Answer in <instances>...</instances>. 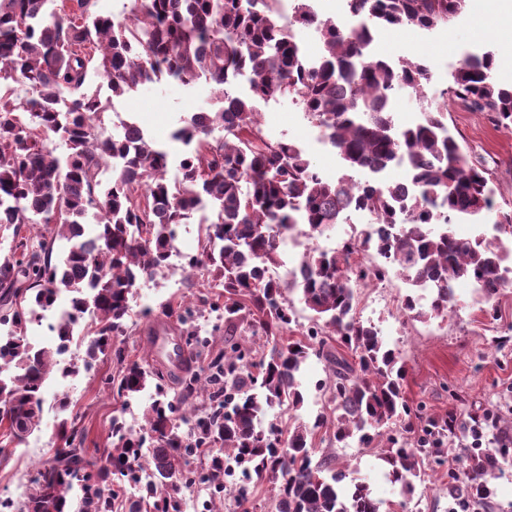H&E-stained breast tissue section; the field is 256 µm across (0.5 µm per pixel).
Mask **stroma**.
<instances>
[{"label":"stroma","instance_id":"35a3bbf8","mask_svg":"<svg viewBox=\"0 0 512 512\" xmlns=\"http://www.w3.org/2000/svg\"><path fill=\"white\" fill-rule=\"evenodd\" d=\"M492 51L495 76L499 83L512 86V9L501 0H466L462 16L444 30L423 31L407 27L380 29L370 47L372 55L399 61L419 59L427 64L433 79L427 96L446 89L451 74L469 53ZM119 111L132 117L148 141L165 147L172 158H179L181 144L173 142L171 131L181 118L209 109L211 89L205 82L192 86L165 79L146 85L116 100ZM265 120L267 135L289 139L302 147L329 181L343 173L340 157L333 148L316 142L314 127L290 99L257 102ZM448 130L467 151L471 161L483 162L496 203L512 209V125L494 123L486 113L476 112L459 100L448 102ZM208 274L192 275L184 270L168 269L153 279L140 280L131 302L132 315L124 337L129 359L156 363L157 357L147 340L156 321H164L170 336H177L175 319L164 318L162 310L181 300L198 301L208 290ZM408 288L399 276H392L387 287L359 291L357 312L363 321L377 326L385 341L398 347L407 369L405 396L410 406H424L428 415L445 419L456 407L457 399L469 405L468 413L481 416L485 409L499 411L512 419V287L499 297L498 316L485 317L473 302L472 281L454 284L457 305L447 318L421 322L400 312ZM508 337L501 349L490 348L491 338ZM116 372L112 357H101L94 372L64 377L52 374L44 395L43 421L30 433L38 449L15 444L0 453V498H17L19 486L29 485L37 467L53 454L57 423L76 420L87 432L89 454L103 457L111 447L109 435L115 402L109 384ZM67 394L71 405L59 411L54 398ZM372 448H337L319 445L313 461H328L334 467H347L348 483L367 482L378 497L399 501L397 489L386 482L377 467ZM447 466L436 467L437 478L416 488L407 512H453L443 479Z\"/></svg>","mask_w":512,"mask_h":512}]
</instances>
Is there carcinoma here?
<instances>
[{"label": "carcinoma", "instance_id": "1", "mask_svg": "<svg viewBox=\"0 0 512 512\" xmlns=\"http://www.w3.org/2000/svg\"><path fill=\"white\" fill-rule=\"evenodd\" d=\"M283 0H128L121 17L102 14L98 0H0V227L10 231L0 260V414L21 435L42 422V388L58 369L57 355L73 337H89L83 363L64 375L89 370L99 355L114 356L111 451L97 463L83 446L84 430L62 420L63 444L31 481L22 504L0 500V512H111L110 499L125 483L144 484L150 512H181L177 491L190 485L196 449L221 447L203 479L224 490V461L242 467L226 496L248 503L254 490L275 492L271 512H383L369 487L342 486L347 471L313 462L317 430L329 444L379 448L385 477L399 487L404 509L424 460L443 439L469 434L463 417L450 414L422 425L421 408L403 395L405 364L379 331L357 316L358 290L381 270L394 268L422 304L405 296L413 319L445 318L453 282L478 286L476 303L505 287L508 257L500 238L469 242L452 231V217L476 216L512 235V213L494 206L486 170L474 165L445 124L446 97L512 123V87L492 79L491 52L469 53L451 85L413 124L395 123L390 104L403 91L425 98L429 66L372 57L368 48L381 27L446 29L465 0H345L354 25L321 19L313 0H295L288 24L279 22ZM312 28L323 52L306 61L293 26ZM247 77L249 94L235 82ZM120 98L139 86L173 79L211 86L214 112L181 119L172 138L187 147L169 176V154L134 133L107 127L110 99L91 90L92 78ZM292 97L334 148L348 173L326 181L311 158L290 140L268 139L258 100ZM65 151L56 153L51 136ZM404 167L408 187L379 179ZM371 175L360 179L353 173ZM354 207L370 215L337 252L313 251L288 282L272 279L288 231L300 226L322 235L346 223ZM201 251L192 267L212 276L206 295L224 312V348L189 332L191 315H177L189 346L184 375L127 359L115 338L125 332L134 288L167 268L179 229L197 213ZM386 228H374V225ZM90 229H85V226ZM68 246L55 257V244ZM376 264H353L356 248ZM66 294L69 310L53 329L56 342L35 347L28 326L38 311ZM311 312L313 331L299 329L295 303ZM347 349L351 358L333 351ZM207 353L206 367L194 357ZM331 366L321 385L329 404L313 426L296 416L262 426L276 408L304 404L299 374L310 357ZM154 389L139 430L124 420L128 404ZM504 419L486 412L494 449L460 444L448 455L466 481H448V496L489 505L488 477L512 467L499 440ZM150 448L149 454L143 448Z\"/></svg>", "mask_w": 512, "mask_h": 512}]
</instances>
